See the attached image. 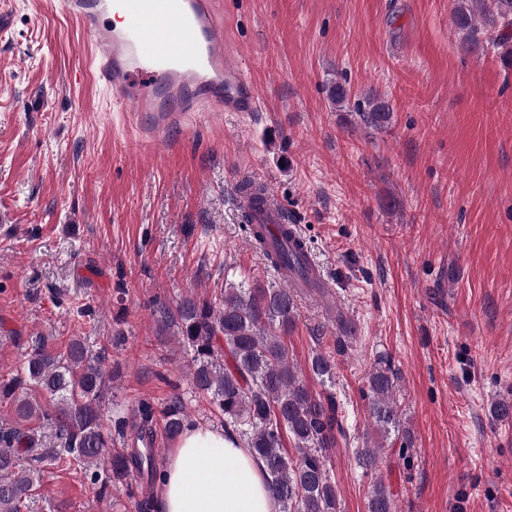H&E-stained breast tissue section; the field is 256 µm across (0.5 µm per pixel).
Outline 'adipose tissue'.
<instances>
[{"mask_svg":"<svg viewBox=\"0 0 512 512\" xmlns=\"http://www.w3.org/2000/svg\"><path fill=\"white\" fill-rule=\"evenodd\" d=\"M160 512H280L262 460L223 428L185 426L157 490Z\"/></svg>","mask_w":512,"mask_h":512,"instance_id":"1","label":"adipose tissue"}]
</instances>
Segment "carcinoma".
I'll list each match as a JSON object with an SVG mask.
<instances>
[{"label":"carcinoma","instance_id":"1","mask_svg":"<svg viewBox=\"0 0 512 512\" xmlns=\"http://www.w3.org/2000/svg\"><path fill=\"white\" fill-rule=\"evenodd\" d=\"M452 15L464 48L487 42L512 63V0H454ZM365 104L358 112L365 127L380 129L389 123L387 101L373 95ZM263 255L275 266L302 270L297 256L282 245ZM295 293L297 289L280 283L242 282L225 284L218 303L183 297L176 306V336L191 355L192 388L210 397L224 430L234 432L264 460L281 512H340L328 470L329 450L344 434L336 398L331 392L315 395L309 390L282 340L297 318ZM336 329V354L317 351L310 358V373L324 385L335 382V356L347 354L351 321L336 314ZM107 356L106 351L92 353L80 337L63 352L41 339L25 354L17 374L0 384V400L15 404L14 425L0 429V512H21L42 480L41 469L19 467L23 454H33L40 463L68 457L82 462L92 470L90 480L99 485L101 497L132 478L149 486L161 480L151 448L152 404L141 403L134 430L127 431L126 418L119 414L112 415L114 432L106 430ZM399 381L398 370L382 359L368 372L362 393L378 432L386 439L395 434L403 452L411 439L408 430H400ZM162 414L166 435L179 436L187 422L182 399L174 398ZM41 419L64 441L63 448L38 452L41 435L30 423ZM286 435L294 442L292 456L283 447ZM378 460L376 446L356 449L358 466L373 480L367 512H397L396 500L377 472Z\"/></svg>","mask_w":512,"mask_h":512}]
</instances>
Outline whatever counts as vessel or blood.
Listing matches in <instances>:
<instances>
[{"label":"vessel or blood","instance_id":"vessel-or-blood-1","mask_svg":"<svg viewBox=\"0 0 512 512\" xmlns=\"http://www.w3.org/2000/svg\"><path fill=\"white\" fill-rule=\"evenodd\" d=\"M88 35L99 79L123 112H146L152 128L186 123L194 112H254L245 63H233L218 0H64ZM282 240L288 216L277 202L250 211Z\"/></svg>","mask_w":512,"mask_h":512}]
</instances>
